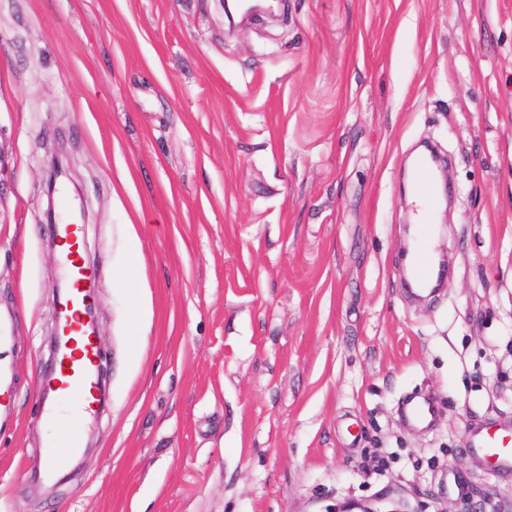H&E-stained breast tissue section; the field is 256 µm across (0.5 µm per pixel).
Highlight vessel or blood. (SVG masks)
Instances as JSON below:
<instances>
[{"instance_id": "1", "label": "vessel or blood", "mask_w": 512, "mask_h": 512, "mask_svg": "<svg viewBox=\"0 0 512 512\" xmlns=\"http://www.w3.org/2000/svg\"><path fill=\"white\" fill-rule=\"evenodd\" d=\"M416 179L423 189V225L418 245L410 259V270L415 285L423 289L435 278L431 223L441 205L442 196L427 161L419 162ZM60 239V265L67 291L62 300L59 327L68 345L60 353L56 374L52 382L46 383L45 390L55 396L75 400L80 413L90 414L95 405L94 365L97 345L92 336L88 335L82 321L86 308V284L91 275L82 259L84 239L81 225H63ZM470 450L494 467H512V436L502 433L498 428L489 426L473 435Z\"/></svg>"}]
</instances>
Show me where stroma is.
Here are the masks:
<instances>
[{
  "instance_id": "stroma-1",
  "label": "stroma",
  "mask_w": 512,
  "mask_h": 512,
  "mask_svg": "<svg viewBox=\"0 0 512 512\" xmlns=\"http://www.w3.org/2000/svg\"><path fill=\"white\" fill-rule=\"evenodd\" d=\"M450 156L449 260L401 291L404 171ZM62 151L107 398L44 454ZM0 512H512V0H0ZM433 395V427L399 414ZM386 454L383 476L363 467ZM61 156L63 155L59 152L51 153L45 162L44 181L46 194L50 200L53 199L59 178L65 171L64 156L63 160L60 159ZM469 451L483 457L494 468L512 467V438L499 428L489 426L473 435Z\"/></svg>"
}]
</instances>
